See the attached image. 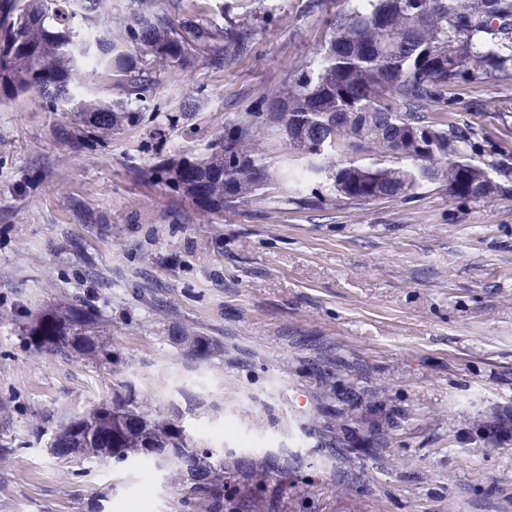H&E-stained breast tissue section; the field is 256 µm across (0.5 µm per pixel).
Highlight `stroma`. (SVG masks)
I'll list each match as a JSON object with an SVG mask.
<instances>
[{
	"instance_id": "obj_1",
	"label": "stroma",
	"mask_w": 512,
	"mask_h": 512,
	"mask_svg": "<svg viewBox=\"0 0 512 512\" xmlns=\"http://www.w3.org/2000/svg\"><path fill=\"white\" fill-rule=\"evenodd\" d=\"M252 51L163 71L140 114L91 150L61 142L34 96L0 105V309L81 301L117 363L36 353L0 321V512H181L169 472L65 464L56 421L133 385L199 446L281 451L321 512H512V191L353 204L333 180H286L275 127L260 194L207 217L147 175L207 153L225 123L316 67L358 0H230ZM433 120L512 156V77L462 84ZM101 215L97 224L85 211ZM215 342L200 353L184 331ZM375 442L367 456L353 437Z\"/></svg>"
}]
</instances>
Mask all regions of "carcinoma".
Returning <instances> with one entry per match:
<instances>
[{
    "label": "carcinoma",
    "instance_id": "cac0c4a2",
    "mask_svg": "<svg viewBox=\"0 0 512 512\" xmlns=\"http://www.w3.org/2000/svg\"><path fill=\"white\" fill-rule=\"evenodd\" d=\"M135 2L119 32L100 36L106 0H0V104L40 98L66 115L61 139L89 149L140 115L123 100L82 94L80 81L104 74L141 99L162 70L250 49L253 30L228 4L224 25L213 27L173 15L160 0ZM491 73H512V0H367L362 11L336 15L317 69L289 79L285 92L261 99L243 121L225 124L207 156L161 160L150 177L203 215L231 209L269 179L257 137L270 121L288 154L308 161L288 176L331 169L336 191L353 203L437 178L455 198L488 201L505 191L489 175L501 166L498 153L473 127L430 121L426 112L448 103L452 88ZM365 150L377 151L368 164L358 159ZM389 158L401 165H386ZM22 334L40 352L116 361L103 339L107 325L77 302L35 312ZM52 445L65 463L118 466L133 458L157 469L173 458L168 469L181 486V512H306L297 466L269 454L216 459L131 388L61 420ZM226 458L240 471L224 470ZM241 471L266 508L238 492Z\"/></svg>",
    "mask_w": 512,
    "mask_h": 512
}]
</instances>
